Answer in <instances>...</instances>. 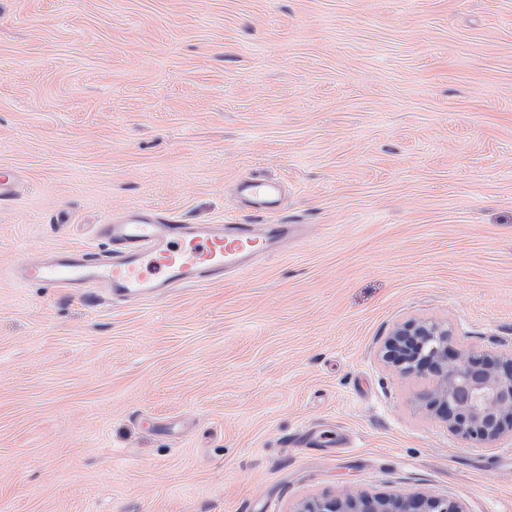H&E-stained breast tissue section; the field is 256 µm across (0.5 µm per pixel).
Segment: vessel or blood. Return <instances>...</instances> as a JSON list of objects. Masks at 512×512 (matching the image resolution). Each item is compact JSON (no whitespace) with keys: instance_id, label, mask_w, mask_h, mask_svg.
I'll return each mask as SVG.
<instances>
[{"instance_id":"vessel-or-blood-1","label":"vessel or blood","mask_w":512,"mask_h":512,"mask_svg":"<svg viewBox=\"0 0 512 512\" xmlns=\"http://www.w3.org/2000/svg\"><path fill=\"white\" fill-rule=\"evenodd\" d=\"M256 221L238 223L225 216L214 224H188L175 212L144 208L99 225L105 249L90 259L81 248L55 251L42 258L21 256L19 277L54 290L77 293L89 303L142 301L171 290L201 285L248 270L253 261L274 256L296 232L293 224L272 218L283 205V184L265 176L236 183Z\"/></svg>"}]
</instances>
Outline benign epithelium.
I'll list each match as a JSON object with an SVG mask.
<instances>
[{
    "label": "benign epithelium",
    "instance_id": "obj_1",
    "mask_svg": "<svg viewBox=\"0 0 512 512\" xmlns=\"http://www.w3.org/2000/svg\"><path fill=\"white\" fill-rule=\"evenodd\" d=\"M446 321L409 319L385 340L381 357L425 381L417 399L448 431L489 446L512 432V351H458ZM295 512H467L455 498L423 493L343 492L301 502Z\"/></svg>",
    "mask_w": 512,
    "mask_h": 512
}]
</instances>
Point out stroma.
I'll return each mask as SVG.
<instances>
[{"instance_id": "stroma-1", "label": "stroma", "mask_w": 512, "mask_h": 512, "mask_svg": "<svg viewBox=\"0 0 512 512\" xmlns=\"http://www.w3.org/2000/svg\"><path fill=\"white\" fill-rule=\"evenodd\" d=\"M0 512H293L340 491L512 512L483 448L380 357L410 318L512 349V0H0ZM302 241L92 305L21 255L155 207ZM283 182L265 176H253L238 181L235 194L245 200L248 211L257 218H271L283 205Z\"/></svg>"}]
</instances>
